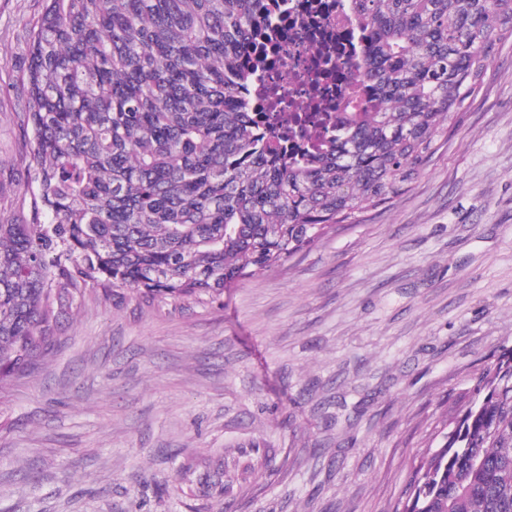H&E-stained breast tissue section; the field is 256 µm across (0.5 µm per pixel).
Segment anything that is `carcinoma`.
Here are the masks:
<instances>
[{
    "instance_id": "carcinoma-1",
    "label": "carcinoma",
    "mask_w": 512,
    "mask_h": 512,
    "mask_svg": "<svg viewBox=\"0 0 512 512\" xmlns=\"http://www.w3.org/2000/svg\"><path fill=\"white\" fill-rule=\"evenodd\" d=\"M285 2L44 0L21 76L32 160L0 222V380L89 282L215 298L400 195L512 40V0H350L369 105L291 155L250 97ZM438 436L402 512H512V350Z\"/></svg>"
}]
</instances>
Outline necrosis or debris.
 <instances>
[{"label": "necrosis or debris", "mask_w": 512, "mask_h": 512, "mask_svg": "<svg viewBox=\"0 0 512 512\" xmlns=\"http://www.w3.org/2000/svg\"><path fill=\"white\" fill-rule=\"evenodd\" d=\"M354 27L347 0H288L287 18L268 30L271 57L260 64L256 87L276 91L264 120L288 151L314 149L348 110Z\"/></svg>", "instance_id": "4bbe7bcc"}]
</instances>
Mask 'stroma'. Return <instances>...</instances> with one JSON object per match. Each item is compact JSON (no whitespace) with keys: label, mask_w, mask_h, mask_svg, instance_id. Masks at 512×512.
<instances>
[{"label":"stroma","mask_w":512,"mask_h":512,"mask_svg":"<svg viewBox=\"0 0 512 512\" xmlns=\"http://www.w3.org/2000/svg\"><path fill=\"white\" fill-rule=\"evenodd\" d=\"M43 0H0V221ZM512 349V41L408 191L215 300L86 284L0 381V512H394ZM215 488L204 489L200 473Z\"/></svg>","instance_id":"obj_1"}]
</instances>
